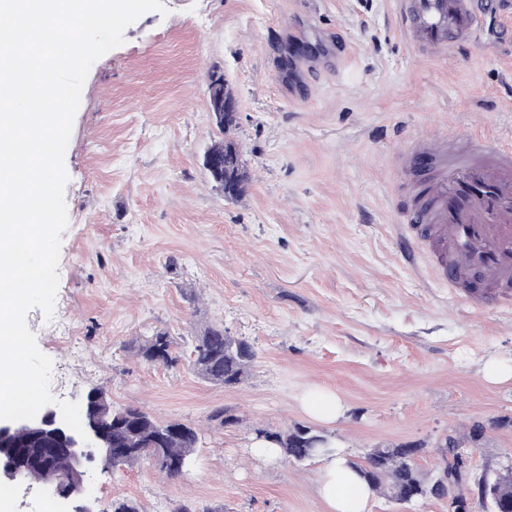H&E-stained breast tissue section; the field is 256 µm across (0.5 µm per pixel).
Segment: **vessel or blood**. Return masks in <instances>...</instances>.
Wrapping results in <instances>:
<instances>
[{"label": "vessel or blood", "instance_id": "b4317fda", "mask_svg": "<svg viewBox=\"0 0 512 512\" xmlns=\"http://www.w3.org/2000/svg\"><path fill=\"white\" fill-rule=\"evenodd\" d=\"M502 0H397L408 43L441 57L495 17ZM393 177L406 188L399 251L466 301L512 290V145L441 132L410 139Z\"/></svg>", "mask_w": 512, "mask_h": 512}]
</instances>
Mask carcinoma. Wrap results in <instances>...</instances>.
Segmentation results:
<instances>
[{"mask_svg":"<svg viewBox=\"0 0 512 512\" xmlns=\"http://www.w3.org/2000/svg\"><path fill=\"white\" fill-rule=\"evenodd\" d=\"M195 358L193 368L201 378L224 386L241 383L247 376L255 352L243 340L224 335L217 326L205 327L195 337ZM144 359L151 363L169 364L173 361L170 341L165 335H158L140 350ZM140 421L137 425H126L112 434L120 452L103 456V469L122 470L132 468L149 460L160 473L171 479L181 476L172 464L184 462L189 465L199 440V433L186 426L188 434H169L170 423H160L148 413L138 409ZM259 437L279 444L284 456L295 461L309 460L327 451L328 439L311 430L297 427L286 432H262ZM427 452L424 445L415 448L398 446L378 449L377 458L366 457V465L359 467L360 474L375 490L398 503L428 500L430 497H448V488L439 484L442 475L448 473L461 476L464 473V453L459 451L455 438L442 449V466L434 474H425L417 466V459ZM499 496V507L503 510L512 505V466L497 474L494 479Z\"/></svg>","mask_w":512,"mask_h":512,"instance_id":"obj_1","label":"carcinoma"}]
</instances>
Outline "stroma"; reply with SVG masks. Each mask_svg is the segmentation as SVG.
Segmentation results:
<instances>
[{
  "mask_svg": "<svg viewBox=\"0 0 512 512\" xmlns=\"http://www.w3.org/2000/svg\"><path fill=\"white\" fill-rule=\"evenodd\" d=\"M90 68L65 154L69 223L52 319L27 324L53 361L52 394L145 410L199 430L183 477L148 461L91 463L95 512H322L319 463L252 457L258 432L311 427L301 395L333 390L346 412L327 434L354 462L378 445L424 444L433 471L448 437L484 426L468 449L477 488L512 456V303L455 298L397 247L403 143L447 126L512 137V14L446 56L424 59L400 32L395 0H163ZM344 60H337L338 48ZM238 107L229 133L249 180L240 199L204 165L220 134L208 82ZM247 342L238 385L192 370L206 326ZM168 335L177 361L139 349Z\"/></svg>",
  "mask_w": 512,
  "mask_h": 512,
  "instance_id": "35a3bbf8",
  "label": "stroma"
}]
</instances>
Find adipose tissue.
<instances>
[{
    "label": "adipose tissue",
    "mask_w": 512,
    "mask_h": 512,
    "mask_svg": "<svg viewBox=\"0 0 512 512\" xmlns=\"http://www.w3.org/2000/svg\"><path fill=\"white\" fill-rule=\"evenodd\" d=\"M319 462L315 491L324 512H370L373 492L352 460L332 453L320 455Z\"/></svg>",
    "instance_id": "ef3b65f1"
}]
</instances>
